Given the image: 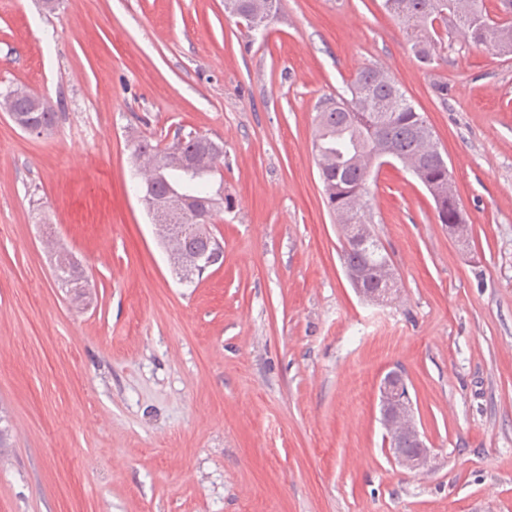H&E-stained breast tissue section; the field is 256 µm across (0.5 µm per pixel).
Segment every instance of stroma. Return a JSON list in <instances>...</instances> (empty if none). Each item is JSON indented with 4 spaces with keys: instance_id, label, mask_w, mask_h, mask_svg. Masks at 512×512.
<instances>
[{
    "instance_id": "1",
    "label": "stroma",
    "mask_w": 512,
    "mask_h": 512,
    "mask_svg": "<svg viewBox=\"0 0 512 512\" xmlns=\"http://www.w3.org/2000/svg\"><path fill=\"white\" fill-rule=\"evenodd\" d=\"M0 0V512H512V54L419 62L383 0ZM387 72L431 128L470 228L401 165L371 229L400 289L362 301L313 148L316 106ZM224 143L222 264L180 282L133 190L131 141ZM80 261L83 296L49 260ZM406 377L433 448L391 460L378 383ZM230 1H232L235 4L236 11L238 12L239 18L244 20V18H243L244 16L252 14L250 16L249 20H250V25L253 26V28L255 27L254 23L261 21V20L263 21L265 19V17L268 14L269 7H270V2L260 3V4L256 5V10L254 13H252V4H253L254 0H230ZM271 1H273V3H271L270 11H269V14H268L266 22H265V27L270 23V21L273 18V11H274V6H275L276 2H275V0H271ZM230 5H231V2H228L226 4L225 12L233 17L237 16L236 11L234 9H232L230 7ZM33 94L24 89H13L7 91L3 97V105L7 111H10L8 115L19 126L22 130L31 134L43 135L46 127L42 124L43 121L49 126L46 132L51 131L57 120V112L54 111L50 102L41 96L34 99L35 111L42 113V119H34L32 117L19 115L16 113L28 112L33 105ZM15 112V113H13ZM457 204L458 201L456 197L448 198V195L443 200V208L442 211H439L438 206L436 209L438 210V217L441 224H448V221L453 219L454 214L457 213ZM467 225L466 224H448V232L457 237L463 238L467 234Z\"/></svg>"
}]
</instances>
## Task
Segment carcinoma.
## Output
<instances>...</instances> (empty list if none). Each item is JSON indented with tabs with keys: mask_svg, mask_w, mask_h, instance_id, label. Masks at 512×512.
<instances>
[{
	"mask_svg": "<svg viewBox=\"0 0 512 512\" xmlns=\"http://www.w3.org/2000/svg\"><path fill=\"white\" fill-rule=\"evenodd\" d=\"M386 11L403 25L412 43L415 56L429 62L448 30V9H453L457 29L455 34L475 43H497L502 30H512V0H499V12L492 16L483 0H384ZM6 110L27 112L33 105V94L13 89L3 95ZM425 120L417 114L405 94L385 73L377 68L358 71L346 84L344 93L323 102L316 115L315 151L326 167L320 172L327 205L332 212L342 210L355 193H365L364 175L370 158L389 152L400 159L418 163L423 176L442 184L448 181V171L440 159L422 144L420 131ZM180 154L195 156L199 142L187 134L178 144L165 146L149 139L134 142L132 155L153 158L163 168V177L156 182V195L164 197L183 189V173L178 160L172 157L173 147ZM207 171L195 178L192 189L184 193V224H207L213 211L200 205L207 196H218L212 190V178L219 172V163L205 161ZM344 263L363 268L380 263L388 256L378 241L365 247L344 249ZM53 272L56 280L80 294L85 288L82 276L76 273L70 255L55 254Z\"/></svg>",
	"mask_w": 512,
	"mask_h": 512,
	"instance_id": "1",
	"label": "carcinoma"
}]
</instances>
